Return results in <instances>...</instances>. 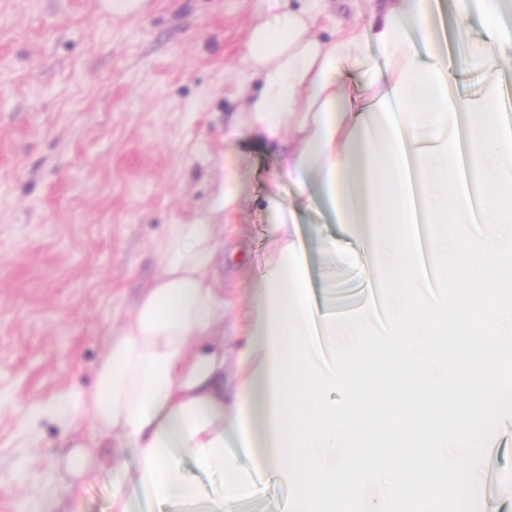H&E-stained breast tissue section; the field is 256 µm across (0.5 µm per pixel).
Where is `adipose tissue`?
Instances as JSON below:
<instances>
[{
    "label": "adipose tissue",
    "instance_id": "ef3b65f1",
    "mask_svg": "<svg viewBox=\"0 0 512 512\" xmlns=\"http://www.w3.org/2000/svg\"><path fill=\"white\" fill-rule=\"evenodd\" d=\"M325 0L272 13L255 27L245 57L243 88H254L241 131L273 148L279 177L298 198L331 207L341 224L383 231L373 264L389 290L391 311L377 354L364 353L370 314L348 320L316 315L307 284L304 244L294 208L275 196L272 250L244 313L245 345L224 348V233L239 203L238 171L223 162V184L211 216L170 225L159 245L160 276L132 315L108 339L92 394L47 406L67 429L87 427L64 462L66 512H81L86 480L112 471L110 512H141L142 503L183 507L196 501L192 473L221 481L205 512H236L254 487L228 451L238 439L262 451L268 479L292 484L290 512H336L337 487L352 502L383 501L388 512H442L447 451L466 447L476 402L497 381L492 363L512 354V209L490 216L483 240L455 237L458 224H477L487 195L512 187V128L502 117L503 86L492 73L499 46L512 35V0H475L485 33L464 55L487 71L473 96L452 95L446 57L435 44L430 0H387L367 26L349 23L327 39L317 34ZM360 71L369 103L355 106L345 76ZM490 271L475 276L474 253ZM449 273L454 300H423V264ZM496 316H489L488 305ZM456 319H449V307ZM479 343L461 356V386L423 381L459 321ZM328 340L336 366L315 360L314 337ZM346 397L345 413L326 403ZM321 399L318 418L304 426L298 405ZM395 445L398 462L381 466L378 449Z\"/></svg>",
    "mask_w": 512,
    "mask_h": 512
}]
</instances>
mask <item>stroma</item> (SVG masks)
<instances>
[{
    "mask_svg": "<svg viewBox=\"0 0 512 512\" xmlns=\"http://www.w3.org/2000/svg\"><path fill=\"white\" fill-rule=\"evenodd\" d=\"M377 0H329L322 36L367 21ZM447 19L453 93L475 94L482 72L458 58L478 44L470 10ZM262 0H147L113 18L94 0H0V512H64L58 479L64 429L41 416L65 393L87 392L113 328L160 273L158 244L172 224L208 217L225 155L237 162L240 208L224 237V300L244 307L267 255L274 213L270 147L229 136L241 111L237 79ZM295 204L308 284L319 308L352 297L351 315L382 298L364 274L363 237L318 201ZM238 512H286L293 488L263 484ZM479 456L481 478L456 460L447 473L477 495L478 512H512V405L501 409Z\"/></svg>",
    "mask_w": 512,
    "mask_h": 512,
    "instance_id": "1",
    "label": "stroma"
}]
</instances>
